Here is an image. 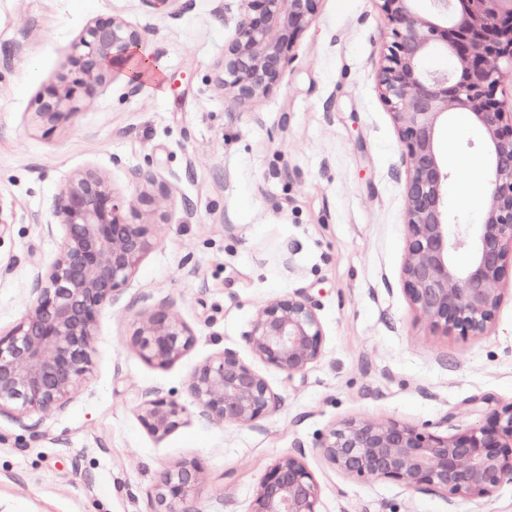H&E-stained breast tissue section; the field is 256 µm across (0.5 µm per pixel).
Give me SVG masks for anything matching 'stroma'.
<instances>
[{
	"mask_svg": "<svg viewBox=\"0 0 512 512\" xmlns=\"http://www.w3.org/2000/svg\"><path fill=\"white\" fill-rule=\"evenodd\" d=\"M239 14L238 0H179L172 14L143 0H0V333L32 304L33 265L59 250L55 203L74 172L100 170L123 195L170 189L147 208L152 250L98 316L89 380L63 410L41 413L38 430L0 416V512H154V485L184 463L203 471L197 512H249L265 469L298 450L321 512H512V481L451 501L351 480L319 452V436L351 419L449 415L465 426L474 398L512 403V278L491 329L466 340L432 331L402 290L407 199L377 80L392 42L380 0H321L279 85L246 106L219 84ZM112 16L142 32L165 94L108 80L46 132L39 95L69 73L84 29ZM439 146L451 224L480 223L481 132L458 113ZM287 250L290 271L279 260ZM298 290L320 305V358L294 377L262 367L282 399L277 413L244 427L200 420L194 371L227 348L250 359L243 333L254 313ZM161 302L195 338L166 366L143 359L132 338L138 316ZM151 389L187 412L162 437L138 418Z\"/></svg>",
	"mask_w": 512,
	"mask_h": 512,
	"instance_id": "stroma-1",
	"label": "stroma"
}]
</instances>
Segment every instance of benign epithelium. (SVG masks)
I'll return each instance as SVG.
<instances>
[{
    "instance_id": "1",
    "label": "benign epithelium",
    "mask_w": 512,
    "mask_h": 512,
    "mask_svg": "<svg viewBox=\"0 0 512 512\" xmlns=\"http://www.w3.org/2000/svg\"><path fill=\"white\" fill-rule=\"evenodd\" d=\"M240 19L224 45L221 85L240 103L273 90L291 52L315 21L320 0H239ZM382 0L393 41L378 82L403 146L406 254L403 292L430 328L463 339L483 336L495 322L501 283L512 268V113L496 98L512 63V0ZM143 37L121 17L98 19L74 46L72 69L38 98L36 115L55 124L77 112L101 82L143 63ZM454 59L450 71H430L433 52ZM455 112L469 114L484 137L489 185L483 223L449 233L448 162L441 129ZM149 193L118 196L107 176L78 171L61 191L55 216L64 235L46 268L35 264L34 301L0 336V415L36 430L33 416L62 409L89 378L100 310L126 288L153 248L152 223L141 206ZM469 254L465 265L457 254ZM319 304L295 291L259 309L243 337L253 357L292 378L319 359L324 344ZM140 355L159 366L193 344L189 327L162 302L135 322ZM190 389L200 416L247 426L280 410L282 399L237 351L226 348L201 366ZM481 416L452 435L437 423L351 420L321 435L317 448L345 476L397 483L450 499L493 495L512 480V404L485 395L472 401ZM184 409L171 396H141L138 417L153 435L177 428ZM202 483L196 464L163 473L154 487L155 512H196L188 502ZM320 486L302 452L277 458L260 477L249 512H320Z\"/></svg>"
}]
</instances>
